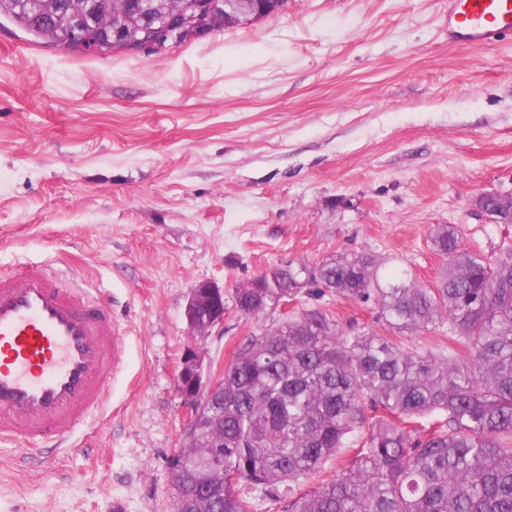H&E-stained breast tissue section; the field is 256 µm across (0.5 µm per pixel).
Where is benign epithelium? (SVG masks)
Segmentation results:
<instances>
[{
    "mask_svg": "<svg viewBox=\"0 0 512 512\" xmlns=\"http://www.w3.org/2000/svg\"><path fill=\"white\" fill-rule=\"evenodd\" d=\"M215 7V0H187L186 7L168 16L165 22L142 26L134 39L119 30H107L97 36L88 29L65 27L56 32L55 43L70 50L88 47L98 55L116 51H161L176 42L183 31L197 29L204 15ZM224 310V290L210 282H200L190 291L184 315L192 333L200 335L224 323ZM178 383L187 411L182 417L180 446L168 459L170 463L179 454L200 444L210 404L220 389L222 379L205 364V355L200 349L188 348L178 365Z\"/></svg>",
    "mask_w": 512,
    "mask_h": 512,
    "instance_id": "7a95c632",
    "label": "benign epithelium"
}]
</instances>
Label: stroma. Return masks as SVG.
<instances>
[{"label": "stroma", "instance_id": "1", "mask_svg": "<svg viewBox=\"0 0 512 512\" xmlns=\"http://www.w3.org/2000/svg\"><path fill=\"white\" fill-rule=\"evenodd\" d=\"M512 193V38L448 42L447 0H288L283 13L161 52L79 53L0 18V276L79 272L108 299L123 356L101 409L19 467L0 441V512H170L178 363L318 311L388 330L373 302L290 298L249 318L237 288L286 261L369 253L433 286L435 225L496 260L512 226L474 199ZM209 281L221 326L184 309ZM224 290L210 282H200L190 291L184 310L189 329L195 335L224 323Z\"/></svg>", "mask_w": 512, "mask_h": 512}]
</instances>
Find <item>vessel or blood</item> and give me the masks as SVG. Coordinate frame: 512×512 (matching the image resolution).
<instances>
[{
    "label": "vessel or blood",
    "instance_id": "1",
    "mask_svg": "<svg viewBox=\"0 0 512 512\" xmlns=\"http://www.w3.org/2000/svg\"><path fill=\"white\" fill-rule=\"evenodd\" d=\"M512 38V0H448V41ZM121 364L111 307L42 264L0 277V437L26 442L21 463L46 441L62 445L102 403Z\"/></svg>",
    "mask_w": 512,
    "mask_h": 512
}]
</instances>
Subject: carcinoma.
Listing matches in <instances>:
<instances>
[{"label":"carcinoma","mask_w":512,"mask_h":512,"mask_svg":"<svg viewBox=\"0 0 512 512\" xmlns=\"http://www.w3.org/2000/svg\"><path fill=\"white\" fill-rule=\"evenodd\" d=\"M125 2L123 12L92 0L72 11L63 0L58 23L83 20L104 31L127 19L151 22L140 0ZM286 4L266 0L258 14L224 0L205 27L252 22ZM0 15L39 39L52 33L39 0H0ZM431 241L446 258L434 288L359 253L317 266L289 261L268 269L277 287L236 289L244 315L258 316L303 278L339 298L374 301L394 334L446 320L464 353L420 354L389 336H342L319 312L238 344L223 372L224 418H209L224 434L221 447L180 456L185 481L172 485L173 512H187L196 489L214 484L218 465L220 512H255L258 491L276 503L279 484L318 469L363 427L368 434L349 467L283 512H512V254L490 262L461 247L450 224L435 226Z\"/></svg>","instance_id":"1"}]
</instances>
